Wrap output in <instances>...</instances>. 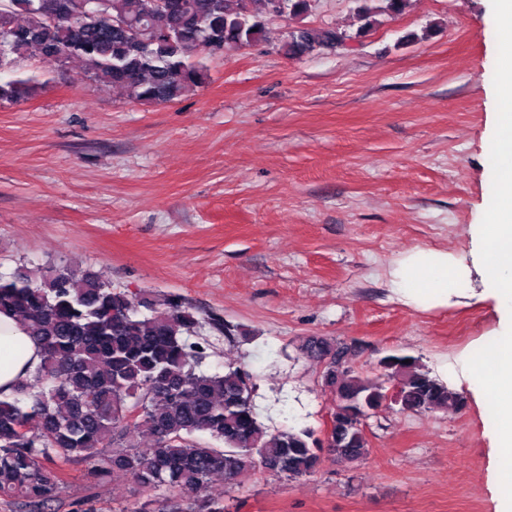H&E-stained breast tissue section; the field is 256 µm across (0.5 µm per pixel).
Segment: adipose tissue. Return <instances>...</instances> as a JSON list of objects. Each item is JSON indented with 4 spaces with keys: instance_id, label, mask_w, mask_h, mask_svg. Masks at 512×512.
Returning a JSON list of instances; mask_svg holds the SVG:
<instances>
[{
    "instance_id": "obj_1",
    "label": "adipose tissue",
    "mask_w": 512,
    "mask_h": 512,
    "mask_svg": "<svg viewBox=\"0 0 512 512\" xmlns=\"http://www.w3.org/2000/svg\"><path fill=\"white\" fill-rule=\"evenodd\" d=\"M500 81L492 95L500 108L489 115L488 141L498 160V189L471 225L469 258L429 247L409 250L390 273L393 291L424 308L447 306L474 295L495 303L499 330L490 346L467 361L466 381L477 403L498 421L490 434L495 512H512V42L500 46ZM41 361V347L13 318L0 314V398L12 396Z\"/></svg>"
}]
</instances>
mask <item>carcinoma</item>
Returning a JSON list of instances; mask_svg holds the SVG:
<instances>
[{"label": "carcinoma", "instance_id": "cac0c4a2", "mask_svg": "<svg viewBox=\"0 0 512 512\" xmlns=\"http://www.w3.org/2000/svg\"><path fill=\"white\" fill-rule=\"evenodd\" d=\"M0 0V102L19 103L40 77L81 61L93 83L120 88L142 104L169 103L202 87L215 51L261 41L284 4L295 16L310 0ZM348 37L300 26L286 51L303 57L333 51ZM38 59L42 73L21 64ZM147 312H141L138 307ZM0 313L18 318L42 348V362L9 398L0 399V497L40 508L65 484L74 458L100 463L114 477L163 488L193 501L189 512H224L211 496L216 475L233 486L260 468L299 478L316 471L326 447L351 463L368 454L360 416L390 401L428 413L466 397L406 355H386L373 378L346 366L323 372L336 395L333 431L271 433L254 411L251 374L230 363L224 373L200 369L201 330L232 342L237 327L200 314L181 298L135 301L91 273L64 265L0 276ZM204 433L215 445L200 447ZM112 452L100 457L104 444Z\"/></svg>", "mask_w": 512, "mask_h": 512}]
</instances>
